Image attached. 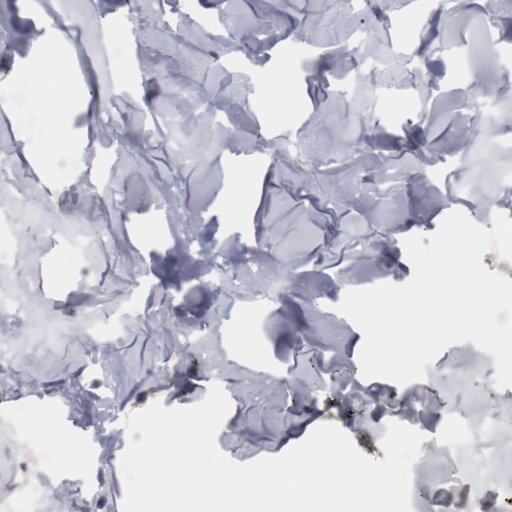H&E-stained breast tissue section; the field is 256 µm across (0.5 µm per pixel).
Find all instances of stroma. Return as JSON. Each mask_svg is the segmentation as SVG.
<instances>
[{
	"instance_id": "stroma-1",
	"label": "stroma",
	"mask_w": 512,
	"mask_h": 512,
	"mask_svg": "<svg viewBox=\"0 0 512 512\" xmlns=\"http://www.w3.org/2000/svg\"><path fill=\"white\" fill-rule=\"evenodd\" d=\"M0 0V34L17 45L0 55V147L10 150L15 177L57 219L53 237L28 243L23 275L12 285L27 305L11 333L21 353L0 394V456L10 467L0 498L39 486L87 488L85 512H121L119 458L108 445L130 412L161 400L190 406L220 382L231 410L219 449L239 463L278 455L319 424L335 423L365 456L385 452L376 430L399 408L393 382L360 375L362 332L334 307L351 287L405 283L413 274L404 237L437 230L452 209L470 210L472 176L484 169L481 146L512 108V77L500 62L475 56L484 0H466L463 22L437 0H361L357 22L375 41L392 37L396 65L374 52L347 55L329 28L342 0ZM270 34L224 44V26ZM206 63L191 66L183 41ZM49 65L74 95L65 108L46 104L39 124L63 125L65 141L40 146L13 102L19 69ZM472 70L488 95L472 97L458 80ZM287 82H275L279 72ZM184 101L194 117L187 136L203 166L182 164L165 115ZM92 111H84V102ZM156 117L147 145L120 160L100 153L104 114L119 108L134 129L139 106ZM287 107V122L273 109ZM305 141L318 162L283 156L285 137ZM74 159L59 173L52 155ZM388 173L379 198L359 188ZM173 182L188 220L171 223L155 183ZM245 185L252 200L225 220L230 189ZM109 219L96 287L68 272L67 211ZM269 261L284 286L248 302L246 280ZM139 313L129 325L104 315L116 305ZM56 310L99 324L88 340L51 336ZM470 342L445 349L408 391L429 397L424 418L431 442L448 436V410L464 411L468 390L446 398L450 367L475 359ZM39 404L43 431L23 432L20 410ZM68 433L82 464L40 466L45 437ZM433 477L427 512H448L466 484L427 454Z\"/></svg>"
}]
</instances>
